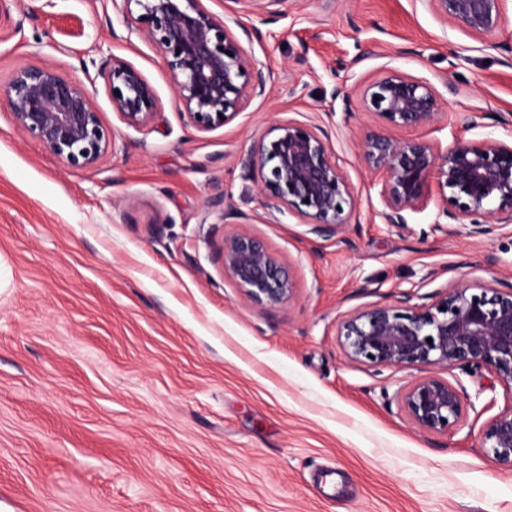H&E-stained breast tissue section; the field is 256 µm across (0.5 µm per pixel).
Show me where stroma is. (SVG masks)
<instances>
[{"mask_svg": "<svg viewBox=\"0 0 512 512\" xmlns=\"http://www.w3.org/2000/svg\"><path fill=\"white\" fill-rule=\"evenodd\" d=\"M252 54L274 73L268 97L229 124L186 129L160 53L129 34L112 0H11L0 15V86L27 66L92 93L118 149L64 166L15 124L0 96V512H512V469L480 434L512 403L491 374L458 369L467 408L448 435L416 428L395 395L415 373L344 356L339 321L379 297L445 281L512 283V236L445 239L434 206L384 224L359 132L375 117L364 87L388 71L445 93L434 129L397 139H512L468 112H512V12L488 40L439 20L426 0H285ZM369 49L340 77L329 66ZM456 64H449V50ZM119 57L154 87L143 129L113 112L97 70ZM350 120L330 114L335 83ZM332 124L358 195L344 239L272 218L238 160L273 121ZM235 216L206 214L214 187ZM255 235L289 264V302L245 300L224 275L225 233ZM377 291L364 292V282Z\"/></svg>", "mask_w": 512, "mask_h": 512, "instance_id": "stroma-1", "label": "stroma"}]
</instances>
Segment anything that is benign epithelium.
Here are the masks:
<instances>
[{
	"label": "benign epithelium",
	"instance_id": "obj_1",
	"mask_svg": "<svg viewBox=\"0 0 512 512\" xmlns=\"http://www.w3.org/2000/svg\"><path fill=\"white\" fill-rule=\"evenodd\" d=\"M137 34L162 54L175 86L185 125L199 134L221 127L270 90L272 72L259 67L247 45L260 29L241 23L233 10L219 16L205 0H113ZM282 0H257L266 24L280 19ZM444 23L481 39L501 30L508 0H427ZM112 111L125 125H151L161 104L153 86L132 65L108 57L98 69ZM16 125L65 166L90 168L115 150L93 94L56 69L28 66L5 87ZM362 100L377 124L361 132L359 161L380 186L385 223L406 229L405 213L434 203L432 230L453 238L493 237L512 227V142L484 137L457 139L446 149L424 140H398L390 129L437 124L442 98L430 83L389 71L371 82ZM333 128L313 121L272 125L240 155L245 180L266 206L338 237L351 224L358 196L331 148ZM228 195L219 187L206 201L224 218ZM224 276L254 303L275 308L291 300L290 269L253 235L228 233L222 246ZM400 291L345 315L337 340L345 357L369 367L419 370L396 396L411 423L423 432L457 430L467 411L461 391L438 372L459 368L487 372L512 392V284L474 280L444 286L416 303ZM432 342H427V339ZM483 447L495 463L512 467V405L482 429Z\"/></svg>",
	"mask_w": 512,
	"mask_h": 512
}]
</instances>
